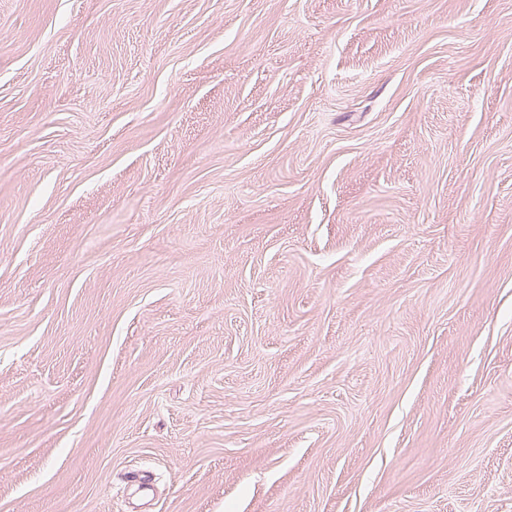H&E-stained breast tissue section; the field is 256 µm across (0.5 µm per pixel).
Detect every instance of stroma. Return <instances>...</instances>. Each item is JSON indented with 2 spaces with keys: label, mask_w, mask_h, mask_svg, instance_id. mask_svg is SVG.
Instances as JSON below:
<instances>
[{
  "label": "stroma",
  "mask_w": 512,
  "mask_h": 512,
  "mask_svg": "<svg viewBox=\"0 0 512 512\" xmlns=\"http://www.w3.org/2000/svg\"><path fill=\"white\" fill-rule=\"evenodd\" d=\"M0 512H512V0H0Z\"/></svg>",
  "instance_id": "obj_1"
}]
</instances>
